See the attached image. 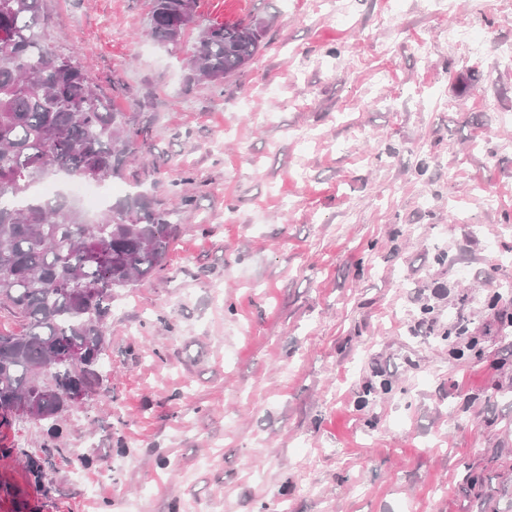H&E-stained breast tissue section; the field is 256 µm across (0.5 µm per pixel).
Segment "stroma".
<instances>
[{
    "mask_svg": "<svg viewBox=\"0 0 512 512\" xmlns=\"http://www.w3.org/2000/svg\"><path fill=\"white\" fill-rule=\"evenodd\" d=\"M150 5L42 2L146 132L105 202L176 231L112 301L102 395L0 429V512H512V0H199L269 23L218 88Z\"/></svg>",
    "mask_w": 512,
    "mask_h": 512,
    "instance_id": "35a3bbf8",
    "label": "stroma"
}]
</instances>
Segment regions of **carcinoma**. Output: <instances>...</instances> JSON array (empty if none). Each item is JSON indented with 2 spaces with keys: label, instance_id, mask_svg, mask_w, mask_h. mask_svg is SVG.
Returning a JSON list of instances; mask_svg holds the SVG:
<instances>
[{
  "label": "carcinoma",
  "instance_id": "cac0c4a2",
  "mask_svg": "<svg viewBox=\"0 0 512 512\" xmlns=\"http://www.w3.org/2000/svg\"><path fill=\"white\" fill-rule=\"evenodd\" d=\"M42 0H0V308L26 322L0 333V428L32 405L46 432L72 392L96 394L112 298L162 267L172 241L171 213L129 194L90 220L64 193L35 198L51 175L101 184L121 176L145 131L113 112L86 72L43 39ZM197 25L184 0H152L146 35L179 43ZM266 22L210 23L189 57V80L219 87L258 55Z\"/></svg>",
  "mask_w": 512,
  "mask_h": 512
}]
</instances>
